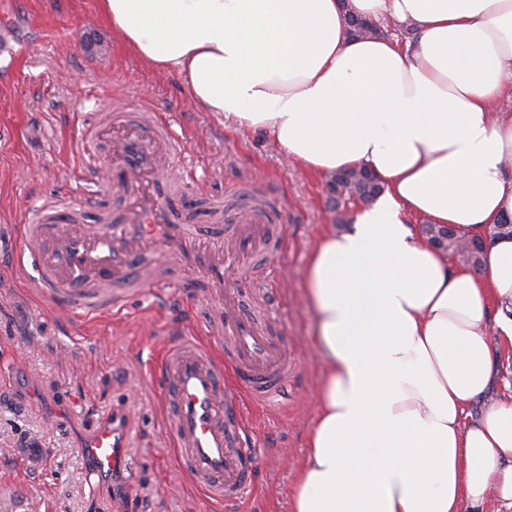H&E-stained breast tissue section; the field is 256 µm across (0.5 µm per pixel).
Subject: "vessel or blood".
Listing matches in <instances>:
<instances>
[{
	"label": "vessel or blood",
	"instance_id": "1",
	"mask_svg": "<svg viewBox=\"0 0 512 512\" xmlns=\"http://www.w3.org/2000/svg\"><path fill=\"white\" fill-rule=\"evenodd\" d=\"M185 136L163 120L144 122L115 113L101 127H87L83 152L89 188L83 196L45 202L26 225L15 275L33 280L51 303L74 320L90 321L123 311L130 297L166 287L155 266L180 272L184 294L224 303L218 324L208 327L217 344L186 325L157 365L163 385L168 433L181 469L215 503L243 498L260 466L244 448L243 399L274 401L287 389L295 364L268 328L267 318L247 306L239 281L253 266H270L284 248L272 229L280 215L271 203L242 193L232 223L215 213L199 223L196 208L171 170ZM126 201L97 227L84 222L90 207L108 204L115 190ZM89 474L109 482L131 458L119 419L98 427L85 450Z\"/></svg>",
	"mask_w": 512,
	"mask_h": 512
}]
</instances>
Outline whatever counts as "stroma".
I'll list each match as a JSON object with an SVG mask.
<instances>
[{
  "instance_id": "obj_1",
  "label": "stroma",
  "mask_w": 512,
  "mask_h": 512,
  "mask_svg": "<svg viewBox=\"0 0 512 512\" xmlns=\"http://www.w3.org/2000/svg\"><path fill=\"white\" fill-rule=\"evenodd\" d=\"M161 113L188 134L192 185L232 200L241 186L280 202L285 252L274 275L249 274L248 303L267 307L297 367L285 394L244 406L246 442L261 457L247 498L208 501L180 472L151 352L178 324L215 308L178 295L132 299L118 317L83 324L13 278L20 229L47 199L79 194V138L113 99ZM363 206L333 208L327 181L289 163L263 130L238 133L194 108L185 84L155 72L116 40L96 0H0V512H289L323 369L316 314L301 284L309 251ZM121 414L132 457L114 498L88 476L81 441Z\"/></svg>"
}]
</instances>
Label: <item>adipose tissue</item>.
Instances as JSON below:
<instances>
[{
  "mask_svg": "<svg viewBox=\"0 0 512 512\" xmlns=\"http://www.w3.org/2000/svg\"><path fill=\"white\" fill-rule=\"evenodd\" d=\"M123 45L236 131L266 130L316 176L383 186L324 234L303 290L326 368L290 512L512 510V0H97ZM416 40L349 36L348 15ZM414 216L482 238V274ZM482 403L478 418L469 409ZM492 355L498 378L497 390L507 394L512 390V344L508 341H496Z\"/></svg>",
  "mask_w": 512,
  "mask_h": 512,
  "instance_id": "obj_1",
  "label": "adipose tissue"
}]
</instances>
